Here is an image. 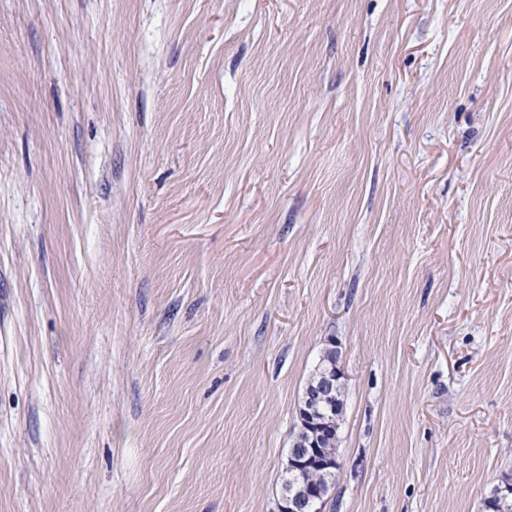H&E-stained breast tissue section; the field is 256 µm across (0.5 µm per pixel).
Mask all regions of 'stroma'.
<instances>
[{
    "mask_svg": "<svg viewBox=\"0 0 512 512\" xmlns=\"http://www.w3.org/2000/svg\"><path fill=\"white\" fill-rule=\"evenodd\" d=\"M333 512L512 479V0H0V512ZM333 448H336V445ZM311 461H314L325 469L330 470V474L334 476L341 467V463L337 455V448L334 454L324 451L321 448H306L304 452L301 451L299 454L292 452L289 457L288 469H297ZM323 480L322 472L316 468L304 467L294 472L285 470L282 476V497L289 489L303 486L282 499L280 512H324L326 500L319 491L309 486L319 485Z\"/></svg>",
    "mask_w": 512,
    "mask_h": 512,
    "instance_id": "stroma-1",
    "label": "stroma"
}]
</instances>
